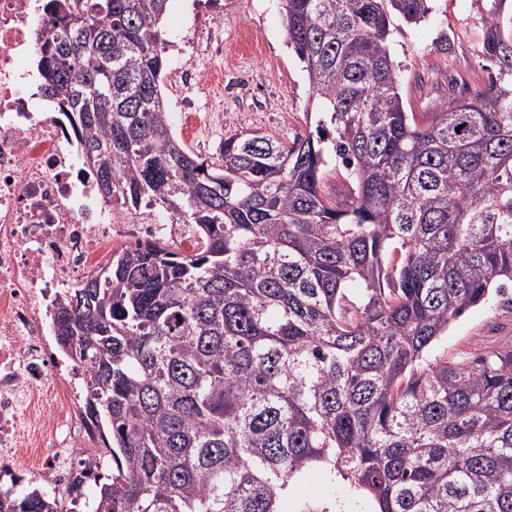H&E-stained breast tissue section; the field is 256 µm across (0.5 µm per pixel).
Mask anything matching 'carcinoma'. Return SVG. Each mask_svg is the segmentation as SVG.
<instances>
[{
	"instance_id": "cac0c4a2",
	"label": "carcinoma",
	"mask_w": 512,
	"mask_h": 512,
	"mask_svg": "<svg viewBox=\"0 0 512 512\" xmlns=\"http://www.w3.org/2000/svg\"><path fill=\"white\" fill-rule=\"evenodd\" d=\"M281 2L316 134L228 139L216 165L169 122L168 0L44 5L41 94L81 131L100 195L202 239L118 250L56 307L112 451L94 512H281L316 465L373 512H512V348L432 354L468 310L512 307V0H477L486 78L423 123L391 42L431 0ZM86 25L101 44L80 50ZM332 161L341 201L322 189ZM56 507L0 491V512Z\"/></svg>"
}]
</instances>
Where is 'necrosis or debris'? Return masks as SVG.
I'll list each match as a JSON object with an SVG mask.
<instances>
[{
	"mask_svg": "<svg viewBox=\"0 0 512 512\" xmlns=\"http://www.w3.org/2000/svg\"><path fill=\"white\" fill-rule=\"evenodd\" d=\"M52 28L41 0H0V483L32 479L82 512L108 452L85 370L56 344L54 305L115 248H187L194 232L130 223L100 199L64 115L34 112L29 60Z\"/></svg>",
	"mask_w": 512,
	"mask_h": 512,
	"instance_id": "4bbe7bcc",
	"label": "necrosis or debris"
}]
</instances>
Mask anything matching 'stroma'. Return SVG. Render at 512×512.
Instances as JSON below:
<instances>
[{
    "label": "stroma",
    "instance_id": "35a3bbf8",
    "mask_svg": "<svg viewBox=\"0 0 512 512\" xmlns=\"http://www.w3.org/2000/svg\"><path fill=\"white\" fill-rule=\"evenodd\" d=\"M163 37L169 120L191 152L216 163L224 140L240 134L288 143L314 130L320 106L288 43L278 0H169ZM480 37L476 0H435L425 22L395 35L391 51L408 111H430L439 96L464 97L482 82ZM219 40L224 53L217 56L210 46ZM510 341L512 308L494 298L451 322L434 351L457 360ZM341 499L349 512L369 508L347 482L328 481L314 466L290 483L285 509L329 512Z\"/></svg>",
    "mask_w": 512,
    "mask_h": 512
}]
</instances>
